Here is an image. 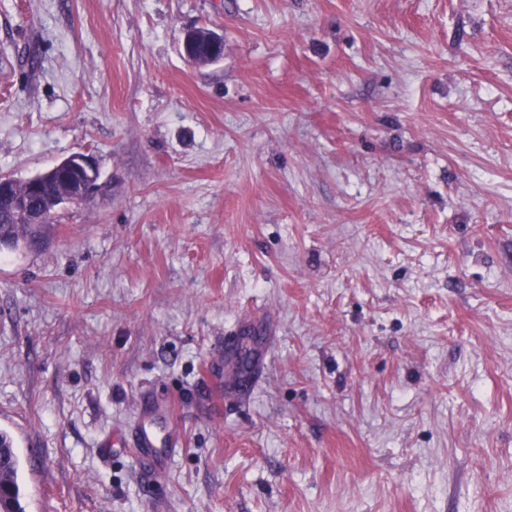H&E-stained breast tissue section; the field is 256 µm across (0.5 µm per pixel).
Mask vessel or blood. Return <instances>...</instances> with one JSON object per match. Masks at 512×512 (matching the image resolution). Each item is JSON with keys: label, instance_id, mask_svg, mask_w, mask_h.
Instances as JSON below:
<instances>
[{"label": "vessel or blood", "instance_id": "vessel-or-blood-1", "mask_svg": "<svg viewBox=\"0 0 512 512\" xmlns=\"http://www.w3.org/2000/svg\"><path fill=\"white\" fill-rule=\"evenodd\" d=\"M172 401H157L152 405L151 417L139 424L133 435V446L138 459L152 470H162L168 458L180 448L182 441L171 428Z\"/></svg>", "mask_w": 512, "mask_h": 512}]
</instances>
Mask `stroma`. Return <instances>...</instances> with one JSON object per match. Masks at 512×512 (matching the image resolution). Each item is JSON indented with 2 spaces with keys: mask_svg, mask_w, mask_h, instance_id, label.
I'll return each instance as SVG.
<instances>
[{
  "mask_svg": "<svg viewBox=\"0 0 512 512\" xmlns=\"http://www.w3.org/2000/svg\"><path fill=\"white\" fill-rule=\"evenodd\" d=\"M76 152L0 250L26 512H512V0H0V176ZM57 175L58 177L72 176L71 187L61 191L58 198L60 205H78L92 196L98 189V169L95 158L86 153L77 152L64 158L59 163L47 171L31 177L26 180L27 190L25 191V181L12 179L14 191L24 192L16 194L12 198V209L28 215L29 224H48L51 217L43 214L41 209H35V201L41 195L42 183L49 178ZM34 192L31 199L29 193ZM59 205V206H60ZM29 224H0L1 238L9 241H17L20 237L31 235ZM173 415V400L156 401L148 422L135 429L133 446L136 456L151 470L161 471L167 459L181 449L182 441L171 428Z\"/></svg>",
  "mask_w": 512,
  "mask_h": 512,
  "instance_id": "35a3bbf8",
  "label": "stroma"
}]
</instances>
